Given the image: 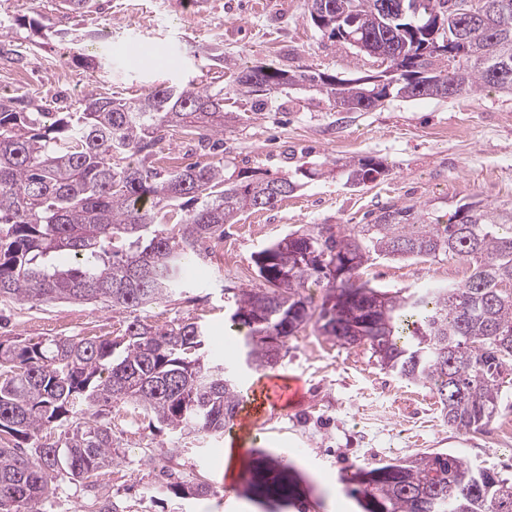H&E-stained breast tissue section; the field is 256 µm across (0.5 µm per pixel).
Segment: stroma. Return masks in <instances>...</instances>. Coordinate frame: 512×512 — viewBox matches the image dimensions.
Returning a JSON list of instances; mask_svg holds the SVG:
<instances>
[{"instance_id":"stroma-1","label":"stroma","mask_w":512,"mask_h":512,"mask_svg":"<svg viewBox=\"0 0 512 512\" xmlns=\"http://www.w3.org/2000/svg\"><path fill=\"white\" fill-rule=\"evenodd\" d=\"M90 10L69 13L59 0H0V15L15 21L10 37L23 64L0 55V95L25 98L50 112H72L90 89L139 98L161 86L223 89L224 164L241 175L283 176L297 162H337L333 174L308 181L275 208L249 211L224 227V265L188 267L180 294L148 314L165 322L192 320L207 331L206 352L236 367L239 388L259 378L296 376L306 400L297 409L252 418L242 435L243 461L263 455L295 461L306 512H361L344 482L357 467L418 452L458 453L482 467L512 475V439L498 422L459 432L444 422L428 389L400 380L360 347L334 345L319 352L314 328L289 339L273 369L239 366L241 333L227 322L235 294L261 284L253 258L271 241L308 224H364L393 203L413 204L424 216L447 219L471 201L512 207V94L493 88L451 99L393 97L370 112L332 106L306 84L282 86L266 105L232 92L234 72L270 65L312 68L345 79L379 71L378 61L330 41L312 24L308 0H92ZM51 27L35 33L32 22ZM100 31L94 41L87 32ZM217 47L223 65L205 50ZM95 66L75 62V50ZM364 157L382 160L386 175L347 184L342 165ZM459 263L377 259L364 277L384 288L445 286ZM133 311L96 304L51 303L32 308L0 305V336L29 342L66 334L115 337ZM116 461L100 478V496L116 512H262L242 495L243 474L224 477L228 435L183 436L140 423L130 435L113 421ZM206 474L218 495L206 499L171 493L163 478Z\"/></svg>"}]
</instances>
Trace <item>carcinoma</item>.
<instances>
[{
  "label": "carcinoma",
  "instance_id": "carcinoma-1",
  "mask_svg": "<svg viewBox=\"0 0 512 512\" xmlns=\"http://www.w3.org/2000/svg\"><path fill=\"white\" fill-rule=\"evenodd\" d=\"M450 0H310L313 24L328 38L375 55L405 49L391 91L423 99L420 73H447L457 95L512 91L490 72L512 67V0L473 28L460 55L463 20ZM444 20L437 47L423 27ZM236 73L232 89L264 105L285 70ZM309 83L350 112L377 108L371 84L302 71ZM181 130L206 148L224 135V89L159 87L134 101L91 91L74 112H47L0 96V304L99 303L114 311L149 308L182 285L194 260L211 256L224 225L246 211L275 207L301 184L293 176L234 179L224 162L160 171L154 148ZM365 157L347 168L353 185L385 175ZM197 204L179 224L159 220L182 199ZM255 256L263 286L235 295L230 320L245 332V364L281 359L288 339L308 325L344 346H364L381 368L429 388L444 422L462 432L488 425L512 385V208L481 201L456 207L446 224H429L414 205L389 204L369 224H311ZM66 255L73 264L64 268ZM455 257L467 276L448 287L381 290L363 279L372 259ZM324 283L315 309L302 296ZM288 283V292L282 283ZM197 322L156 324L134 318L115 338L55 336L38 343L0 338V512H40L60 483L93 488L112 467V426L124 407L170 432L222 434L239 403L236 370L207 359ZM349 493L362 512H512V478L448 452L358 468ZM176 495L207 497L201 475L170 484ZM254 502L301 500L288 467L276 460L248 471Z\"/></svg>",
  "mask_w": 512,
  "mask_h": 512
}]
</instances>
